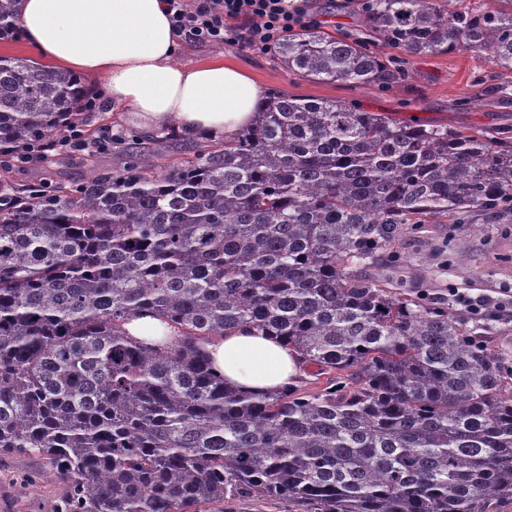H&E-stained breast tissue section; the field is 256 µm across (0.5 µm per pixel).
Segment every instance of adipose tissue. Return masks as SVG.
<instances>
[{"label": "adipose tissue", "instance_id": "1", "mask_svg": "<svg viewBox=\"0 0 512 512\" xmlns=\"http://www.w3.org/2000/svg\"><path fill=\"white\" fill-rule=\"evenodd\" d=\"M29 47L73 73L102 77L109 100L136 112L145 130L232 136L249 126L261 95L237 64H175L181 43L166 0H22ZM227 385L253 394L293 383L301 367L275 337L244 328L208 347Z\"/></svg>", "mask_w": 512, "mask_h": 512}]
</instances>
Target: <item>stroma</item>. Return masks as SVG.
Returning <instances> with one entry per match:
<instances>
[{
    "label": "stroma",
    "instance_id": "35a3bbf8",
    "mask_svg": "<svg viewBox=\"0 0 512 512\" xmlns=\"http://www.w3.org/2000/svg\"><path fill=\"white\" fill-rule=\"evenodd\" d=\"M220 57L242 66L266 92L352 102L399 122L414 120L477 131L492 141L512 144V70L496 65L482 52L406 56L405 78L383 88L314 81L289 70L275 53H257L231 44L187 41L175 61L185 66ZM83 81L99 105L90 115V130L108 127L113 136L125 138L147 173L159 172L185 157L191 148L208 142L207 137L177 135L166 128L145 131L134 113L108 105L100 79L87 75ZM117 165V155L93 142L82 151L59 148L27 164L7 159L5 166H0V181L24 184L47 177L71 186L96 169ZM445 240L450 241L454 254L442 258L437 247ZM397 251L408 285L447 300L450 309H465L457 292L484 296V310L469 317L468 324L493 352L512 356V223L477 219L470 224L418 225L409 228ZM32 474L39 475V483L26 485V477ZM65 492L60 477L42 474L38 458L0 457V512H50Z\"/></svg>",
    "mask_w": 512,
    "mask_h": 512
}]
</instances>
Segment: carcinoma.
<instances>
[{
	"label": "carcinoma",
	"instance_id": "carcinoma-1",
	"mask_svg": "<svg viewBox=\"0 0 512 512\" xmlns=\"http://www.w3.org/2000/svg\"><path fill=\"white\" fill-rule=\"evenodd\" d=\"M364 38L274 46L312 80L396 79L407 55L480 51L512 70V8L359 0ZM20 0H0V40ZM68 71L0 56V154L83 123ZM512 218V148L360 107L264 96L235 137L147 175L0 184V456L67 482L52 512H491L512 502V370L442 300L404 284L408 227ZM156 313L147 346L123 329ZM243 326L332 375L255 395L206 344ZM125 330L130 336L148 344L171 341L176 335L165 321L151 314L133 318L125 325Z\"/></svg>",
	"mask_w": 512,
	"mask_h": 512
}]
</instances>
